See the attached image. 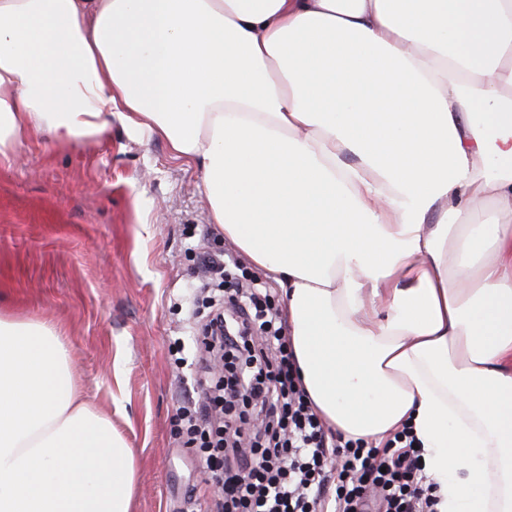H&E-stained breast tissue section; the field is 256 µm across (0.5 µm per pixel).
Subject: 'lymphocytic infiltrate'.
Instances as JSON below:
<instances>
[{
    "instance_id": "f902f5d3",
    "label": "lymphocytic infiltrate",
    "mask_w": 512,
    "mask_h": 512,
    "mask_svg": "<svg viewBox=\"0 0 512 512\" xmlns=\"http://www.w3.org/2000/svg\"><path fill=\"white\" fill-rule=\"evenodd\" d=\"M209 282L196 339L171 353L202 402H181L176 434L221 493L183 512H438L411 428L381 444L343 439L308 400L276 295L233 251L202 252Z\"/></svg>"
}]
</instances>
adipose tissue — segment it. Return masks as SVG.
I'll use <instances>...</instances> for the list:
<instances>
[{"label":"adipose tissue","mask_w":512,"mask_h":512,"mask_svg":"<svg viewBox=\"0 0 512 512\" xmlns=\"http://www.w3.org/2000/svg\"><path fill=\"white\" fill-rule=\"evenodd\" d=\"M280 288L324 422L512 512V0H0V164L113 118ZM59 332L0 311V512H130Z\"/></svg>","instance_id":"obj_1"}]
</instances>
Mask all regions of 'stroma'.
Listing matches in <instances>:
<instances>
[{
  "label": "stroma",
  "mask_w": 512,
  "mask_h": 512,
  "mask_svg": "<svg viewBox=\"0 0 512 512\" xmlns=\"http://www.w3.org/2000/svg\"><path fill=\"white\" fill-rule=\"evenodd\" d=\"M209 222L196 170L117 119L110 140L55 152L34 141L0 167V307L62 332L87 400L134 452L133 512H177L206 483L175 440L187 384L169 350L192 333L189 232Z\"/></svg>",
  "instance_id": "1"
}]
</instances>
